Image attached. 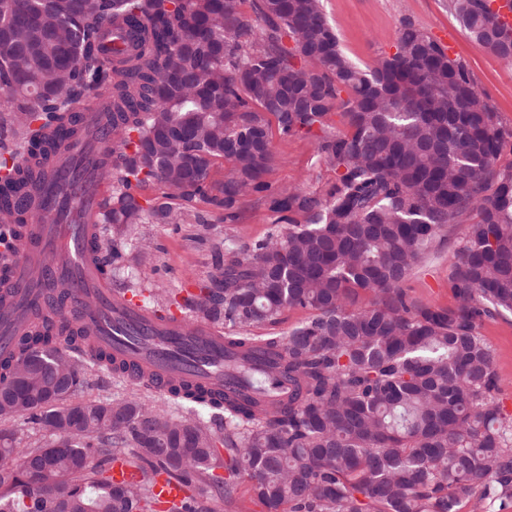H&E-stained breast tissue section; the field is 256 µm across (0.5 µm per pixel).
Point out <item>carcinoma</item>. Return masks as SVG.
Masks as SVG:
<instances>
[{
    "label": "carcinoma",
    "mask_w": 512,
    "mask_h": 512,
    "mask_svg": "<svg viewBox=\"0 0 512 512\" xmlns=\"http://www.w3.org/2000/svg\"><path fill=\"white\" fill-rule=\"evenodd\" d=\"M0 0V224L20 236L11 197L45 178L90 97L112 116L99 147L107 196L93 220L95 262L160 321L184 314L224 338L238 387L170 381L159 406L138 397L72 401L92 371L125 361L92 347L75 315L27 326L0 360V421L54 432L25 446L0 431V512H198L216 492L246 512H502L512 504V412L482 325L512 314V122L466 64L410 21L396 52L363 70L342 51L321 0ZM464 31L505 64L512 31L489 0H448ZM129 30L109 55L111 31ZM336 113L347 132L329 131ZM313 138L336 180L265 196L268 234L217 249L197 291L147 288L121 251L140 224L233 217L268 189L272 129ZM230 164L219 188L211 174ZM155 184L163 197L147 191ZM218 194H212L213 190ZM455 304L404 282L450 225ZM290 308L312 312L286 336H256ZM75 370L67 385L57 370ZM140 472L113 491L112 462ZM224 469V475L216 473ZM165 475L192 491L154 495ZM469 510H464V507Z\"/></svg>",
    "instance_id": "1"
}]
</instances>
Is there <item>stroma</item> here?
Segmentation results:
<instances>
[{
	"label": "stroma",
	"instance_id": "obj_1",
	"mask_svg": "<svg viewBox=\"0 0 512 512\" xmlns=\"http://www.w3.org/2000/svg\"><path fill=\"white\" fill-rule=\"evenodd\" d=\"M322 6L343 52L362 69L394 52L397 30L406 19L435 39L451 40L453 56L466 62L476 88L487 95L503 120L512 121V69L467 36L449 12L448 0H322ZM272 141L275 159L264 177L270 191L297 186L321 193L334 183L336 174L319 156L314 140L277 134ZM208 213L212 220L208 226L141 225L152 254L138 266V273L166 288L193 287L212 272V256L224 241L249 243L263 238L271 226V214L259 193L240 200L235 219H226L223 210L213 206ZM460 235V227H449L414 267L405 282L413 297L438 307L454 305L448 277ZM482 334L501 376L497 398L512 411V315L485 322Z\"/></svg>",
	"mask_w": 512,
	"mask_h": 512
}]
</instances>
